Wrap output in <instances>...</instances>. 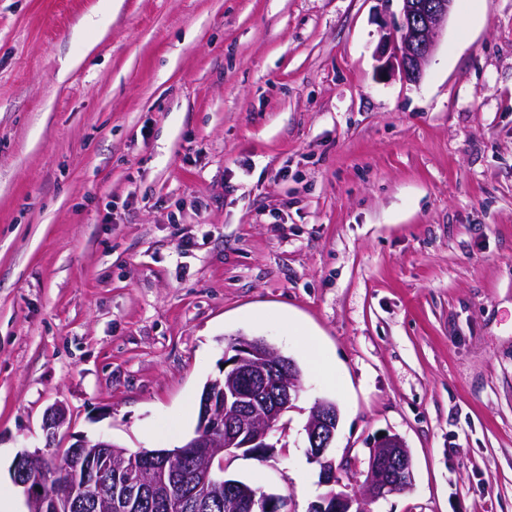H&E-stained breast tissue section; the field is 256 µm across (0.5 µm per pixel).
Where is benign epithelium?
Segmentation results:
<instances>
[{
	"label": "benign epithelium",
	"instance_id": "obj_1",
	"mask_svg": "<svg viewBox=\"0 0 512 512\" xmlns=\"http://www.w3.org/2000/svg\"><path fill=\"white\" fill-rule=\"evenodd\" d=\"M401 21L379 47V69L398 73L406 81L422 78L435 47L436 37L448 22L454 0H401ZM224 356L223 377L211 381L196 429L174 452L140 451L141 477L128 479L120 496L112 495V469L121 465L127 450L108 440L75 436L61 460L52 461L40 450L15 457L10 475L23 489L26 512H81L94 502L103 512H135L148 500L160 499L168 512H181L193 499L196 512H211V498L196 495L201 487L224 492V502L244 505L257 512H281L280 501L269 494L261 498L236 481H219L224 475V455L254 448H272L271 439L284 429L282 418L300 395V379L279 352L262 339L238 338ZM61 406L49 409L42 428L48 438L66 424ZM339 411L318 401L308 416L305 432L310 459L319 466V482L329 488L310 512H370L367 504L411 488L413 463L403 440L385 435L374 445L361 492L341 489L329 448L336 436ZM194 454L199 465L190 482L172 489L176 459Z\"/></svg>",
	"mask_w": 512,
	"mask_h": 512
}]
</instances>
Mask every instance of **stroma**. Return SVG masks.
Listing matches in <instances>:
<instances>
[{"label":"stroma","mask_w":512,"mask_h":512,"mask_svg":"<svg viewBox=\"0 0 512 512\" xmlns=\"http://www.w3.org/2000/svg\"><path fill=\"white\" fill-rule=\"evenodd\" d=\"M101 4L0 0V500L26 449L183 446L245 337L302 391L226 475L309 512L329 400L349 490L410 451L371 512H512V0H455L416 83L379 69L399 0ZM288 336H297L302 340L309 364L323 373L328 379L335 383V368L320 352V345L316 335L309 332L302 324L290 321L288 322ZM338 423L339 410L322 400L314 404L305 425L309 457L319 466L320 484L330 488L310 512H371L366 507L368 502L411 488L413 463L407 447L397 435H384L373 447L361 492L351 495L345 489L337 490L342 485L329 448Z\"/></svg>","instance_id":"35a3bbf8"}]
</instances>
